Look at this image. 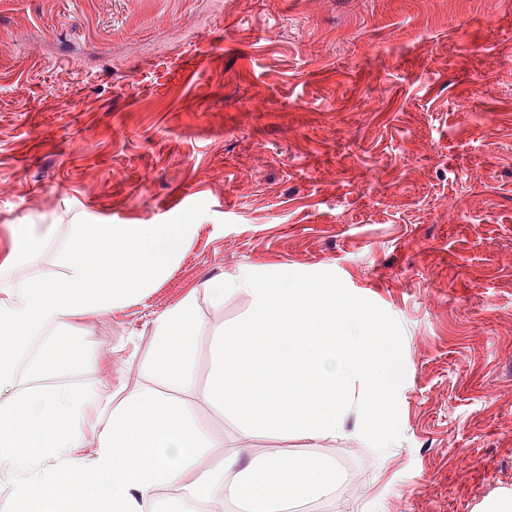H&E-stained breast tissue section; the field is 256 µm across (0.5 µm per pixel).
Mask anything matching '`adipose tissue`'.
I'll list each match as a JSON object with an SVG mask.
<instances>
[{
    "instance_id": "adipose-tissue-1",
    "label": "adipose tissue",
    "mask_w": 512,
    "mask_h": 512,
    "mask_svg": "<svg viewBox=\"0 0 512 512\" xmlns=\"http://www.w3.org/2000/svg\"><path fill=\"white\" fill-rule=\"evenodd\" d=\"M196 226L67 224L36 235L18 225L0 256V512H146L167 492L175 512H299L335 499L334 460L247 445L228 449L199 425L190 397L218 410L246 440L264 436L388 443L393 395L384 328L335 288L307 289L288 268L242 269L210 283L213 307L243 296L237 325H215L211 369H192L195 294L151 322L141 380L101 372L88 318L142 298L162 280ZM60 277H53L51 268ZM79 330L67 349L53 336ZM94 373L85 387L70 373ZM164 380L174 395L153 388ZM370 429L346 430L354 408Z\"/></svg>"
}]
</instances>
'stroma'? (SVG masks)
<instances>
[{
    "mask_svg": "<svg viewBox=\"0 0 512 512\" xmlns=\"http://www.w3.org/2000/svg\"><path fill=\"white\" fill-rule=\"evenodd\" d=\"M195 234L100 347L241 269L335 287L394 338L392 458L360 512L512 489V0H0V255L15 224ZM242 296L199 298L194 372Z\"/></svg>",
    "mask_w": 512,
    "mask_h": 512,
    "instance_id": "35a3bbf8",
    "label": "stroma"
}]
</instances>
